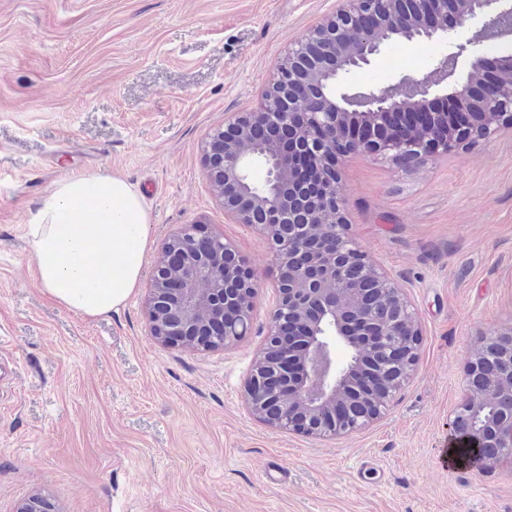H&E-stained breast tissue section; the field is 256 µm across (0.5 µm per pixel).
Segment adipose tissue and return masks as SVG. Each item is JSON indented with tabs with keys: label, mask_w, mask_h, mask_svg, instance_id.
Segmentation results:
<instances>
[{
	"label": "adipose tissue",
	"mask_w": 512,
	"mask_h": 512,
	"mask_svg": "<svg viewBox=\"0 0 512 512\" xmlns=\"http://www.w3.org/2000/svg\"><path fill=\"white\" fill-rule=\"evenodd\" d=\"M149 222L143 194L120 176L59 179L28 226L44 292L84 318L119 310L138 286Z\"/></svg>",
	"instance_id": "obj_1"
}]
</instances>
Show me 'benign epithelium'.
Segmentation results:
<instances>
[{"label": "benign epithelium", "mask_w": 512, "mask_h": 512, "mask_svg": "<svg viewBox=\"0 0 512 512\" xmlns=\"http://www.w3.org/2000/svg\"><path fill=\"white\" fill-rule=\"evenodd\" d=\"M482 13L491 14L481 32L509 33L512 6L506 0H340L336 13L322 19L293 43L252 112H237L210 135L204 167L224 212L250 224L272 241L277 269L278 303L269 317L266 346L246 384L250 411L267 424L288 432L337 437L379 419L409 378L420 345L421 330L413 306L388 274L349 233L340 196L344 162L357 154L377 155L402 167H417L456 151L467 138L468 122L453 104L473 95V77H485L479 91L482 112L479 140L502 128L512 130L511 71H495L491 60L470 51L472 39L456 45L426 76L404 78L397 87L360 94L342 107L336 100L343 72L361 68L385 46L392 32L430 40L451 35ZM466 76L458 77V65ZM450 92L438 95L442 85ZM412 108L410 126L426 130L411 139L402 128L384 138L340 136L345 125L366 120L384 128L392 116ZM288 132L318 173L319 190L307 219L299 218L284 186L291 180L281 153L255 150L270 132ZM257 164L266 178L254 183ZM254 186H249V183ZM274 213L275 226L260 223L259 211ZM328 235L335 252L311 250L312 241ZM356 267L374 279L377 299H363L349 285ZM261 283L238 260L237 253L204 224H186L164 243L148 298L154 338L168 346L196 350L226 348L249 330ZM512 348V328L482 333L480 347L465 369L466 389L452 412L450 439L476 445L475 463L512 459V353L498 356L502 344ZM353 357L374 345L383 358L373 373H354L336 360V347ZM401 359L392 371L390 357ZM357 396L363 414L338 420L336 408L347 394ZM495 402L494 422L477 424L475 409ZM13 512H56L42 495L20 500Z\"/></svg>", "instance_id": "1"}]
</instances>
